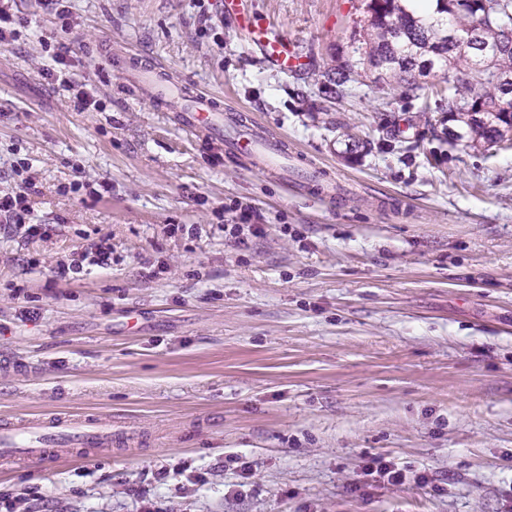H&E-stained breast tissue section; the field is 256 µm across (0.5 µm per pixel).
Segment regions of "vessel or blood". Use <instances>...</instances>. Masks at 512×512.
Here are the masks:
<instances>
[{
  "label": "vessel or blood",
  "instance_id": "vessel-or-blood-1",
  "mask_svg": "<svg viewBox=\"0 0 512 512\" xmlns=\"http://www.w3.org/2000/svg\"><path fill=\"white\" fill-rule=\"evenodd\" d=\"M220 15L238 30L253 35V48L269 66L288 74L302 69L307 57L287 37L268 34L256 24L243 0H221ZM162 67L152 65L128 71V79L154 100L171 105L179 125L191 132L215 135L228 150L242 158L258 159L269 173L290 167L302 184L322 189L323 167L289 154L288 144L267 137L258 122H241L219 110L211 95L188 91L164 80ZM112 445L110 424L78 417L45 423L30 420L22 425L0 429V465L45 461L66 448H108Z\"/></svg>",
  "mask_w": 512,
  "mask_h": 512
}]
</instances>
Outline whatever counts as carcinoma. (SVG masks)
Here are the masks:
<instances>
[{
    "label": "carcinoma",
    "instance_id": "1",
    "mask_svg": "<svg viewBox=\"0 0 512 512\" xmlns=\"http://www.w3.org/2000/svg\"><path fill=\"white\" fill-rule=\"evenodd\" d=\"M371 32L365 53L373 62L390 61L401 87L407 92L420 89L417 74L425 64L451 65L446 75L448 95L441 96L438 109L453 115L469 106L474 116L465 121L471 143L497 145L503 133L512 129V98L497 78L512 75V0H488L495 10L484 14L470 7L444 12L440 0H431L432 9L420 13L413 0H370ZM454 29L467 33L483 30V38L495 43L498 52L483 65L480 77L472 76L469 49H460L448 38Z\"/></svg>",
    "mask_w": 512,
    "mask_h": 512
}]
</instances>
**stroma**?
I'll return each mask as SVG.
<instances>
[{"label": "stroma", "mask_w": 512, "mask_h": 512, "mask_svg": "<svg viewBox=\"0 0 512 512\" xmlns=\"http://www.w3.org/2000/svg\"><path fill=\"white\" fill-rule=\"evenodd\" d=\"M367 0H252L311 57L258 64L215 0H39L0 46V191L28 163L45 237L0 230V425L93 414L112 447L0 467L12 512H512V147L467 148L354 58ZM99 106L43 75L52 47ZM135 51L342 184L302 194L133 87ZM264 233H224L237 206ZM112 263L58 276L90 241ZM252 462L240 477L235 458ZM405 476L367 474L372 458ZM165 470V482L155 472ZM204 474V483L194 475Z\"/></svg>", "instance_id": "35a3bbf8"}]
</instances>
